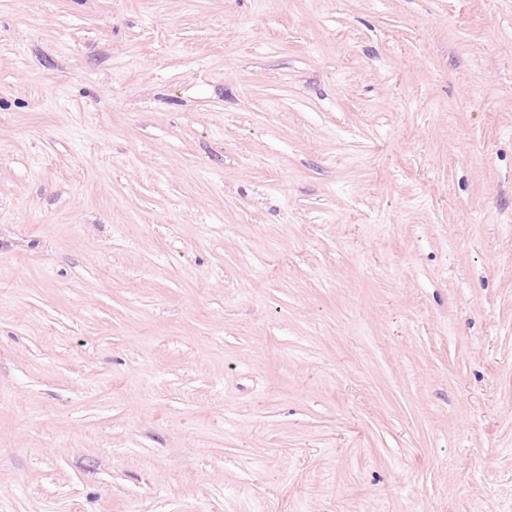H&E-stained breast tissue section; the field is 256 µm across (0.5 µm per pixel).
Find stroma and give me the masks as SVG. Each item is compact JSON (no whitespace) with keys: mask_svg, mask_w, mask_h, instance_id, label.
I'll return each instance as SVG.
<instances>
[{"mask_svg":"<svg viewBox=\"0 0 512 512\" xmlns=\"http://www.w3.org/2000/svg\"><path fill=\"white\" fill-rule=\"evenodd\" d=\"M0 512H512V0H0Z\"/></svg>","mask_w":512,"mask_h":512,"instance_id":"35a3bbf8","label":"stroma"}]
</instances>
